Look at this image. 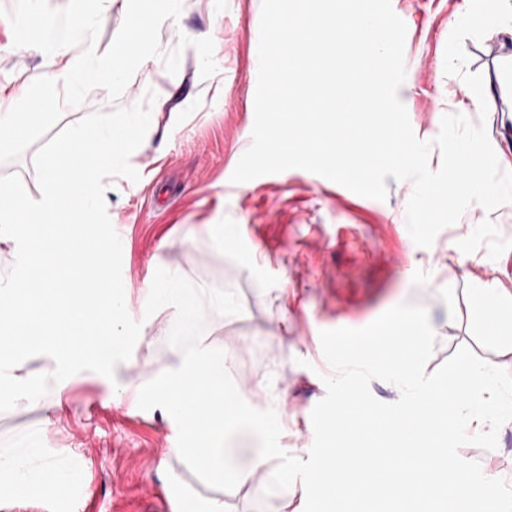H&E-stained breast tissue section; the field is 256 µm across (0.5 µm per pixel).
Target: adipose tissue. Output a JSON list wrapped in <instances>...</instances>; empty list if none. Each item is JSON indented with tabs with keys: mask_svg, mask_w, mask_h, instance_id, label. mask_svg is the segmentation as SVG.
I'll use <instances>...</instances> for the list:
<instances>
[{
	"mask_svg": "<svg viewBox=\"0 0 512 512\" xmlns=\"http://www.w3.org/2000/svg\"><path fill=\"white\" fill-rule=\"evenodd\" d=\"M123 16L124 42L112 53L110 61H103L94 46H87L78 57L59 52L55 67L48 70L40 86H20L10 92L0 91V135L21 137L37 125L41 115L35 110L39 88L63 86L75 89L83 84L114 81L122 77V64L127 54L145 47L152 38L153 23L162 13H175L178 0H128ZM475 299L482 311L489 335L512 343V292L489 282H477ZM67 476L56 465L46 463L35 469L22 471L9 462L0 461V483L17 490L36 486L51 491L64 483Z\"/></svg>",
	"mask_w": 512,
	"mask_h": 512,
	"instance_id": "ef3b65f1",
	"label": "adipose tissue"
}]
</instances>
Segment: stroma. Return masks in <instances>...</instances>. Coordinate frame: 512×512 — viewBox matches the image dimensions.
<instances>
[{
  "mask_svg": "<svg viewBox=\"0 0 512 512\" xmlns=\"http://www.w3.org/2000/svg\"><path fill=\"white\" fill-rule=\"evenodd\" d=\"M391 4L407 27L399 97L416 137L433 140L445 114H464L485 123L501 168L512 171V39L497 27L463 43L464 73L484 80L483 117L461 75L444 72L446 42L469 0ZM122 5L86 0L88 21L78 37L71 31L75 0H40L39 9L71 53L90 42L108 59L124 35ZM261 6L262 0H182L174 17L154 26L148 62L128 59L114 82L44 90L40 123L16 140L0 136V176L18 174L30 196L40 198L33 158L41 146L92 112L131 105L154 90L150 128L130 157L140 178H112L107 195L122 258L149 279L162 267L199 287L239 295L241 314L206 311L204 337L235 358L236 379L268 384L261 400L282 415L280 445L304 459L314 436L311 412L326 394L321 331L359 329L393 306L415 304L435 327L426 373L462 347L512 373V347L487 336L471 293L476 276L512 290V203L490 212L471 205L421 248L407 228L410 182L387 179L383 201L297 168L232 183L252 140ZM29 11V0H0V88L36 84L54 62L50 46L22 25ZM219 222L237 225L245 250L258 253L255 265L211 242L204 227ZM145 295L141 288L125 291L130 316L148 322L130 369L149 380L175 354L167 343V310L146 315ZM130 369L120 365L115 373ZM107 392L90 371L64 389L52 420L20 404L0 413V456L35 434L39 454L23 467L48 460L71 477L51 493L18 494L0 485V512H52V505L74 499L78 512H134L147 488L167 504L177 488L189 489L204 502L223 500L226 512H281L284 500L304 502L299 483L264 495L270 464L231 491L204 485L170 452L177 426L162 408L143 410L134 397L115 401ZM459 454L482 472L512 474V428H500L496 449L466 445ZM171 472L180 487L168 484Z\"/></svg>",
  "mask_w": 512,
  "mask_h": 512,
  "instance_id": "35a3bbf8",
  "label": "stroma"
}]
</instances>
